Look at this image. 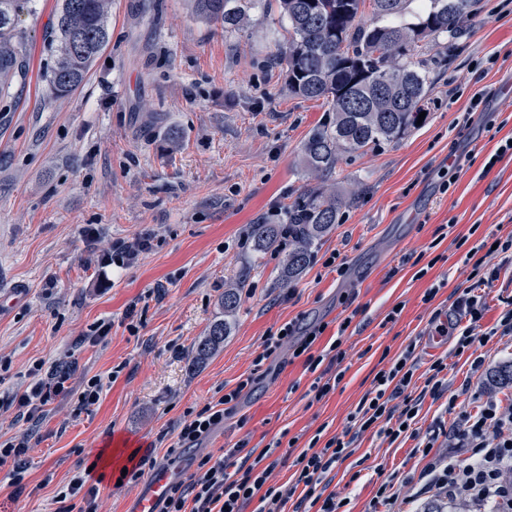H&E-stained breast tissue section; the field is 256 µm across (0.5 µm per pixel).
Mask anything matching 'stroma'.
Wrapping results in <instances>:
<instances>
[{
  "label": "stroma",
  "mask_w": 512,
  "mask_h": 512,
  "mask_svg": "<svg viewBox=\"0 0 512 512\" xmlns=\"http://www.w3.org/2000/svg\"><path fill=\"white\" fill-rule=\"evenodd\" d=\"M61 0H30L18 17L26 37L28 75L22 91L0 96V393L23 392L34 363H74L73 384L119 368L90 412L73 415V400L47 407L28 453L25 488L16 491L0 468V512H57L56 496L89 466V449L122 438L130 449L163 457L177 424L218 391L249 374L253 390L201 450L275 444L270 476L294 473L299 448L315 434L347 430L348 415L372 388L386 359L415 343L424 377L448 359L450 393L425 398L418 427H444L435 451L447 455L459 409L487 398L512 406V388L488 381L512 360V337L494 336L454 355L439 336L435 309L450 311L455 293L471 284L469 247L512 237V156L488 160L512 137V0H481L456 52H428L435 71L427 123L396 142L343 158L330 185L352 196L339 221L313 248L304 273L282 283L287 243L260 253L252 225L280 221L311 178L301 163L310 132L330 118L316 100L289 95L274 54L288 25L274 0H259L250 24L225 31L195 15L189 0H112L109 41L74 91L51 94L55 64L51 34ZM497 59L487 76L477 66ZM481 95V111L470 99ZM448 192H441L442 183ZM450 233H442V225ZM156 239L126 270L103 266L112 243L144 231ZM345 264L338 275L327 257ZM487 257L499 276L483 290V326L497 323L512 298V265ZM240 284L230 336L205 362L195 341L223 318L224 290ZM437 294L431 302L423 296ZM136 309L143 325L129 335ZM349 328H342L344 318ZM100 322L105 341L85 336ZM293 323L297 335L325 324L318 346L342 338L343 377L314 400V373L284 347L254 371L268 332ZM479 368H472L474 357ZM294 438L295 447L280 441ZM415 439L366 432L335 469L329 489L350 512H368L392 472L420 471ZM150 481L119 483L117 474L91 477L98 512H132Z\"/></svg>",
  "instance_id": "stroma-1"
}]
</instances>
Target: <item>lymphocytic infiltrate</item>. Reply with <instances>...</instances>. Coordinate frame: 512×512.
Returning <instances> with one entry per match:
<instances>
[{"label": "lymphocytic infiltrate", "instance_id": "obj_1", "mask_svg": "<svg viewBox=\"0 0 512 512\" xmlns=\"http://www.w3.org/2000/svg\"><path fill=\"white\" fill-rule=\"evenodd\" d=\"M466 257L472 262L473 283L453 303L456 321L443 319L438 310L432 314L440 335L456 332L453 351L458 355L476 342L475 330L485 311L481 287L497 278L496 272L486 271L485 261L478 258L476 249H469ZM324 331V325L314 326L309 337L299 340L292 324L282 325L264 338L261 351L254 359L255 367H262L291 340L296 343L294 356L303 357L307 370H317L326 362L340 363L343 354L338 343H331L326 350L315 349L314 339ZM414 352V345H407L386 368L376 373L372 389L349 415L354 437L336 435L323 447L311 445L299 452L291 485L270 483L272 469L264 464L269 449L258 451L241 442L229 449L199 455L195 471L170 485L161 512H243L244 505L255 499L260 502L259 512H342L346 502L329 493L330 475L338 463L353 454L357 436L375 428L393 441L405 433L413 438L422 437L420 454L426 464L419 478L424 482L425 493L475 507L490 502L497 512H512V407L504 410L496 401L489 400L478 409L461 411L462 435L468 443L466 456L446 461L434 456L437 434L420 436L415 419L423 396L438 399L447 391L448 364L445 359H436L428 369L423 387H416ZM28 375L31 383L23 393L0 399V408L16 407L19 418L29 425L22 434L0 440V466H10L17 486L27 471L31 429L40 423L47 406L58 398L73 397L78 411L89 410L98 403L109 382L117 378L112 372L72 385L74 366L68 361L47 367L35 364L29 368ZM254 383V376H247L234 389L206 402L201 409L187 410L177 425L176 442L166 450V458L178 457L183 449L199 445L223 427L225 419Z\"/></svg>", "mask_w": 512, "mask_h": 512}]
</instances>
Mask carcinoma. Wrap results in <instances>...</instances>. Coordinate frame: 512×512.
I'll return each mask as SVG.
<instances>
[{
  "instance_id": "cac0c4a2",
  "label": "carcinoma",
  "mask_w": 512,
  "mask_h": 512,
  "mask_svg": "<svg viewBox=\"0 0 512 512\" xmlns=\"http://www.w3.org/2000/svg\"><path fill=\"white\" fill-rule=\"evenodd\" d=\"M288 22V41L275 58L286 67L288 91L305 100H320L332 119L317 126L302 145V162L316 184L302 187L288 206L291 249L282 278H298L309 265L312 247L332 226L346 204L343 194L325 187L342 156L401 139L420 128L418 116L429 111L433 83L422 49L440 38L453 51L464 24L479 0H425L415 21L404 19L408 0H277ZM29 0H0V91L25 83L26 45L15 19ZM195 12L235 30L248 24L255 0H192ZM111 0H63L55 27L56 62L48 75L52 90L77 89L109 40ZM281 224H255L254 249L275 248ZM239 288L224 290V316L194 343L196 361L213 355L230 335L227 317L238 307ZM491 380L512 387V360L491 372Z\"/></svg>"
}]
</instances>
